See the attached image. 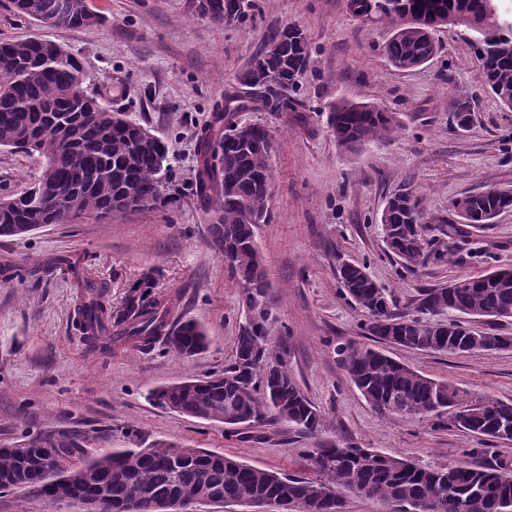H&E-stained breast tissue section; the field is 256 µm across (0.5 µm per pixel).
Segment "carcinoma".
Listing matches in <instances>:
<instances>
[{
	"label": "carcinoma",
	"mask_w": 512,
	"mask_h": 512,
	"mask_svg": "<svg viewBox=\"0 0 512 512\" xmlns=\"http://www.w3.org/2000/svg\"><path fill=\"white\" fill-rule=\"evenodd\" d=\"M488 0H349L359 18L386 22L392 36L384 46L390 65L417 68L437 52L432 31L448 19L469 14L480 63L479 78L505 107L512 109V9L500 18L486 14ZM15 10L55 28L91 27L101 16L88 0H12ZM257 0H200V11L216 22L236 16L242 25L255 16ZM238 77V83L277 111H298L288 96L298 88L309 62L303 31L288 25L275 30ZM84 73L78 58L59 45L36 39L0 42V148L9 147L44 159L34 186L0 198V236L26 235L45 224H70L115 211L166 208L177 198L165 193L168 148L150 130L126 119L95 98L77 95ZM460 126L472 112L465 100L451 106ZM329 124L339 147L353 150L371 139H386L398 127L395 116L372 105L343 102L332 106ZM272 137L260 124L208 130L200 141L203 164L192 190L213 202L207 245L224 260L241 289L246 323L236 338L233 363L222 375L188 379L155 388L148 398L165 409L219 422L232 436L257 424L280 421L305 434L324 426L323 418L301 391L287 362L263 346L271 336L266 302V273L256 244V228L269 213ZM471 226L490 223L512 199L481 192L455 198ZM420 199L403 188L387 201L380 226L387 252L405 268L445 264L455 246L447 238L462 233L452 219L444 238H428ZM72 274L83 291L76 325L93 352L129 344L149 350L161 343L178 357H191L207 346L204 328L193 320L173 323L172 299L133 284L123 306L111 308L107 285L60 260L47 269ZM343 294L363 313L370 340L410 349L488 355L512 348V336L495 330L463 334L461 316L493 321L512 319V268L454 279L419 289L415 313H399L389 289L380 286L364 264L338 267ZM433 316H444L443 322ZM348 374L372 409L381 416L442 419L486 444L512 441V403L491 396L478 400L444 381L412 370L366 345L339 349ZM98 450H92V447ZM316 477H298L244 464L201 448L156 441L145 444L132 429L112 447V431L90 436L62 428L26 433L0 448V491L19 490L58 505L78 498L99 502L105 512H123L146 493L186 502L206 496L211 502L282 501L285 512H344L340 490L378 498L397 507L425 512H512V469L499 463H466L426 468L405 456L382 455L370 448L336 445L308 450Z\"/></svg>",
	"instance_id": "cac0c4a2"
}]
</instances>
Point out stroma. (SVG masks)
<instances>
[{"mask_svg": "<svg viewBox=\"0 0 512 512\" xmlns=\"http://www.w3.org/2000/svg\"><path fill=\"white\" fill-rule=\"evenodd\" d=\"M101 25L50 28L15 15L0 0V40L42 38L74 53L84 88L112 110L150 128L169 147V188L179 202L161 210L116 212L98 220L50 224L24 237H0V446L23 433L52 427L136 429L145 441L204 448L246 464L306 474L308 449L324 443L405 455L426 466L457 462L512 464V441L495 443L494 458L475 454L479 441L426 420L383 417L352 383L337 352L362 342L363 316L343 296L339 263H367L399 306L419 289L512 267V209L484 229L465 228L448 265L402 267L385 250L377 226L388 200L410 187L421 200L431 236H439L451 201L489 188H512V110L477 77L472 31L463 24L434 34L436 56L411 70L389 65L386 24L351 14L347 0H258L244 25L227 27L203 16L198 0H88ZM300 26L310 60L296 97L302 115L255 102L225 113L224 96L274 29ZM467 99L472 122H450L454 100ZM340 100L396 113L386 140L349 152L327 124ZM265 125L269 157V217L256 230L269 284L271 343L298 385L323 415L309 436L285 424L259 427L261 441L225 433L223 424L187 417L150 403L148 390L223 373L233 362L245 322L241 291L206 244L211 212L193 196L201 166L200 138L219 116ZM44 160L0 149V195L27 190ZM79 261L108 286L120 308L130 285L151 278L159 294L175 293V316L199 322L206 351L190 358L126 347L95 354L75 325L83 302L71 276L47 275L48 264ZM392 357L431 378L465 389L470 398L512 402V350L450 355L390 347Z\"/></svg>", "mask_w": 512, "mask_h": 512, "instance_id": "obj_1", "label": "stroma"}]
</instances>
